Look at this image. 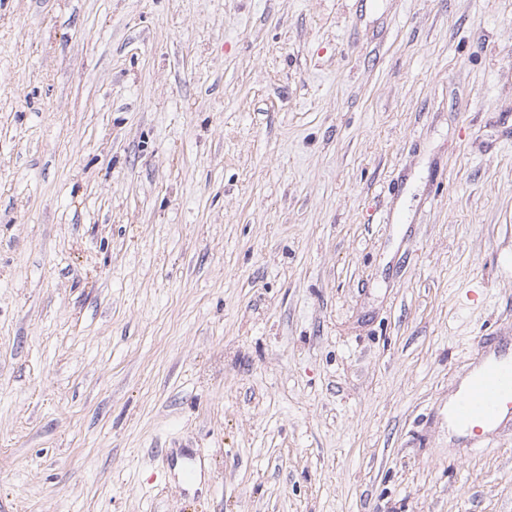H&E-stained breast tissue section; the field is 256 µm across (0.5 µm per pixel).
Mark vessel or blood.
Masks as SVG:
<instances>
[{
	"label": "vessel or blood",
	"mask_w": 512,
	"mask_h": 512,
	"mask_svg": "<svg viewBox=\"0 0 512 512\" xmlns=\"http://www.w3.org/2000/svg\"><path fill=\"white\" fill-rule=\"evenodd\" d=\"M451 423L462 432L482 434L485 428L512 421V353H483L464 391L449 407Z\"/></svg>",
	"instance_id": "obj_1"
}]
</instances>
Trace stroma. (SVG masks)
I'll list each match as a JSON object with an SVG mask.
<instances>
[{
  "instance_id": "1",
  "label": "stroma",
  "mask_w": 512,
  "mask_h": 512,
  "mask_svg": "<svg viewBox=\"0 0 512 512\" xmlns=\"http://www.w3.org/2000/svg\"><path fill=\"white\" fill-rule=\"evenodd\" d=\"M488 336L512 0H0V512H512ZM449 419L458 430L476 434L471 440L478 445L487 435L483 428L512 420V354L506 349L484 351L466 388L450 405ZM464 433L453 429L450 436Z\"/></svg>"
}]
</instances>
